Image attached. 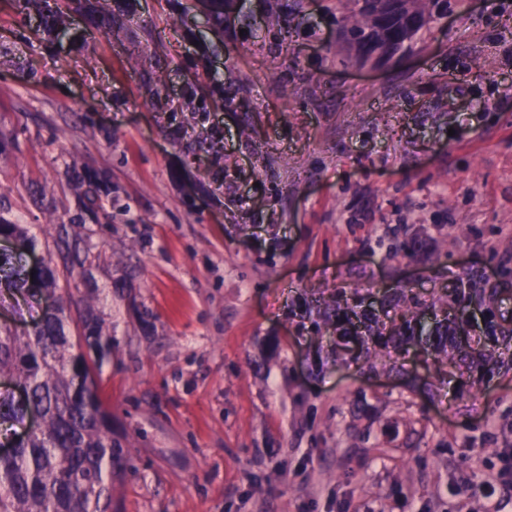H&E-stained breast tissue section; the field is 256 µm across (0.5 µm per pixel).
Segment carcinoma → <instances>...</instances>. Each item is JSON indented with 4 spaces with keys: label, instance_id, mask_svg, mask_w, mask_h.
Instances as JSON below:
<instances>
[{
    "label": "carcinoma",
    "instance_id": "carcinoma-1",
    "mask_svg": "<svg viewBox=\"0 0 512 512\" xmlns=\"http://www.w3.org/2000/svg\"><path fill=\"white\" fill-rule=\"evenodd\" d=\"M38 5L43 31H64L61 0H23ZM460 0H403L410 17L428 15L442 19ZM387 0H336L342 46L351 48L370 41L380 47L396 42L411 48L429 28L417 29L399 42L403 26L389 21ZM0 237L20 239L31 250L36 235L27 224H16L0 214ZM60 275L53 260L32 271L24 253L0 251V308L24 302L32 310L43 297L54 299V312L34 319L36 331L18 334L0 329V374L12 377L24 388V397L0 390V432L22 426L36 411L42 428L15 449L0 457V512H109L112 477L122 475L128 464L119 441L112 438V410L98 394L96 375L103 357L112 350V336L103 322L88 312L81 318V333H71L70 304L59 291ZM496 289L455 290L458 301L493 295ZM405 324L411 340L428 346L448 338V326L434 329Z\"/></svg>",
    "mask_w": 512,
    "mask_h": 512
}]
</instances>
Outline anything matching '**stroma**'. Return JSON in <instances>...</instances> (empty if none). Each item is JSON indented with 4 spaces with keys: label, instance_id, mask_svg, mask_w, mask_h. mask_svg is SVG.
I'll list each match as a JSON object with an SVG mask.
<instances>
[{
    "label": "stroma",
    "instance_id": "1",
    "mask_svg": "<svg viewBox=\"0 0 512 512\" xmlns=\"http://www.w3.org/2000/svg\"><path fill=\"white\" fill-rule=\"evenodd\" d=\"M332 12L236 0L218 35L112 0L119 38L75 11L49 37L0 0V211L37 255L85 244L63 291L112 332L114 512H484L490 478L512 512V0L380 66L340 60ZM497 283L444 362L336 330L340 292L391 334ZM0 237L3 239H20L27 247L35 250L38 246L36 235L31 232L28 224H15L0 214Z\"/></svg>",
    "mask_w": 512,
    "mask_h": 512
}]
</instances>
